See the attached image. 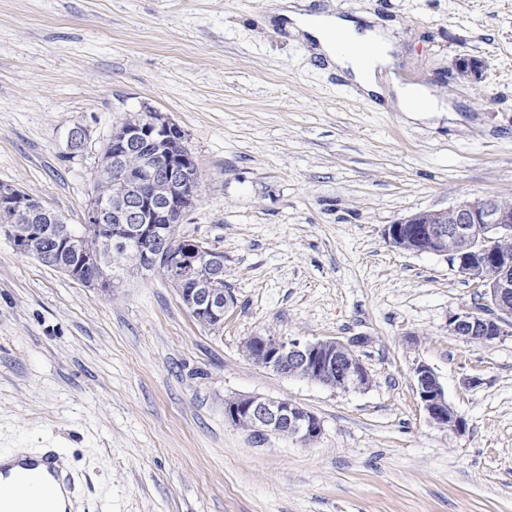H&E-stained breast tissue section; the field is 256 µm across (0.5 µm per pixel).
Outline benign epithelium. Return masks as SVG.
I'll return each mask as SVG.
<instances>
[{
    "label": "benign epithelium",
    "mask_w": 512,
    "mask_h": 512,
    "mask_svg": "<svg viewBox=\"0 0 512 512\" xmlns=\"http://www.w3.org/2000/svg\"><path fill=\"white\" fill-rule=\"evenodd\" d=\"M146 153L140 170L128 165L133 155ZM108 158L99 168V177L118 178L124 185L122 197L114 202L93 198L85 223L119 224L114 238L138 245L142 260L149 266L163 255L174 273L193 277L187 307L195 317L224 320L230 302L216 283L224 276V258L212 249L195 247L185 253L167 250L165 238L153 224H178L200 195L197 168L183 147L181 129L163 112L146 110L120 123L107 146ZM0 211L20 216L25 224L46 222L55 225L53 248L42 253L52 262L60 249L70 246L74 234L57 213L21 190L0 186ZM385 236L393 247L413 253L448 255L457 272L484 288L486 311L480 315L462 312L448 320V329L469 341L488 343L512 328V253L503 244L512 239V202L496 198L464 200L443 211H419L390 225ZM364 343L358 338L349 344L335 339L315 342L285 341L268 334L252 336L245 350L256 363L285 376H301L303 370H317L318 383L348 390L369 385V374L353 350ZM418 394L427 417L437 425L461 432L464 420L448 403L434 371L426 364L415 369ZM233 423L245 422L262 438L269 435L293 438L310 444L321 434L319 419L285 400L259 395L241 396L225 410Z\"/></svg>",
    "instance_id": "obj_1"
}]
</instances>
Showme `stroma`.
Wrapping results in <instances>:
<instances>
[{"label": "stroma", "instance_id": "stroma-1", "mask_svg": "<svg viewBox=\"0 0 512 512\" xmlns=\"http://www.w3.org/2000/svg\"><path fill=\"white\" fill-rule=\"evenodd\" d=\"M272 2L0 0V185L83 224L113 128L166 113L201 181L176 233L223 254L235 298L211 330L158 271L113 268L105 292L0 234V453L60 450L81 512H512V335H453L480 285L385 236L417 211L512 200V0H295L393 22L392 73L451 107L418 120L363 98ZM266 334L363 337L370 383L264 368L244 343ZM421 364L463 432L429 421ZM240 395L322 432L255 442L224 416Z\"/></svg>", "mask_w": 512, "mask_h": 512}]
</instances>
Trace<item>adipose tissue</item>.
I'll return each mask as SVG.
<instances>
[{
	"label": "adipose tissue",
	"mask_w": 512,
	"mask_h": 512,
	"mask_svg": "<svg viewBox=\"0 0 512 512\" xmlns=\"http://www.w3.org/2000/svg\"><path fill=\"white\" fill-rule=\"evenodd\" d=\"M275 15L287 18L293 36L308 41L315 55L345 76L363 95L382 94L380 77L391 62V45L379 18L370 13L349 18L298 11L293 0H275ZM392 105L406 113H443L448 106L424 85L392 79Z\"/></svg>",
	"instance_id": "ef3b65f1"
}]
</instances>
